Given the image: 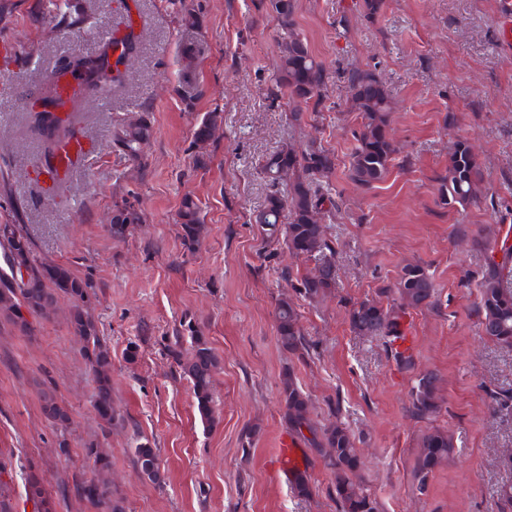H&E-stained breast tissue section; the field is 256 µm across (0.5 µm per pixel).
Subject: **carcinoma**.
<instances>
[{"label":"carcinoma","mask_w":512,"mask_h":512,"mask_svg":"<svg viewBox=\"0 0 512 512\" xmlns=\"http://www.w3.org/2000/svg\"><path fill=\"white\" fill-rule=\"evenodd\" d=\"M267 8L281 22L279 45L280 65L277 69L270 95L287 96L291 105L290 119L301 123L302 106L319 100L327 83V71L309 51L296 32L293 22L295 0H268ZM56 25L68 33L78 32L90 24V16L77 9L71 0H61L56 5ZM71 73L76 81L73 93L62 98L59 86L45 85L38 96L45 109L27 112V118L42 138L44 148L43 170L55 179L61 151L80 138L81 130L75 124L77 112L85 93L91 90L109 94L121 83L120 72L112 69L108 53L94 56H76L60 70ZM348 81L353 89V107L359 112L361 123L354 133L355 148L351 153L348 177L355 184L372 188L382 182L388 172L397 146L389 132L391 103L389 93L380 79L370 70L355 69L349 72ZM218 115L207 113L194 128V143H208L216 128ZM152 135L148 122L140 118L129 123L118 134L116 141L124 153L133 160L142 158V146ZM336 169V156L315 143L295 148L284 145L265 157L260 173L275 187L265 198L256 218L263 239L269 245L284 244L296 256H310L321 262L318 273L303 276L291 284L296 295L309 301L326 296L336 288V269L333 262L334 247L326 235L321 216L332 217L338 210L329 185L324 180ZM483 173L477 156L464 141L453 144L448 156V172L443 177L441 199L446 204L461 208L478 199ZM180 236L187 248L200 243L203 225L199 205L191 198L181 205ZM142 216L127 201L114 205L112 213V238L122 240ZM0 248L3 263L0 267V318L9 322L25 336L34 332L33 318H44L52 310L61 294L72 301L70 329L82 344L85 357L94 374L95 388L92 407L107 426L117 425L124 419L116 414L112 405L111 354L102 342L96 323L85 311L88 285L76 277L69 268L44 263L35 256L31 241L21 224H0ZM28 272L27 281L12 287L21 270ZM512 270V260L502 263L486 262L479 283V324L483 333L498 343L512 347V285L506 273ZM393 301L385 307L375 300L355 303L349 309V321L354 333L361 336H382L395 359L412 364L404 356L397 342L405 341L401 320L410 308L433 305L435 286L429 274L420 266L403 268L396 282L381 289ZM276 330L281 346L291 352H306L309 341L299 324L294 302L283 297L276 305ZM190 331L191 355L186 357L177 349L180 341L170 348L182 375L192 386L195 407L205 426L215 423L213 406V381L219 369V359L201 332L187 324ZM283 419L288 429L317 453L332 449L328 465L336 474L335 494L340 512H377L376 499L351 478L360 461L354 440L339 422L321 424L313 418L308 396L298 385L293 373L285 374L280 391ZM436 376H420L412 391L411 411L418 418L436 413ZM43 411L55 424L64 426L69 421L67 410L56 398L43 395ZM453 448L448 433L434 430L425 434L420 442L416 461L418 487L426 488L427 478L444 462ZM84 456L93 460L99 477L77 481L74 490L86 500L95 512H124L121 499L104 474L112 468L108 455L91 441L84 445ZM132 460L138 473L153 483L161 482L159 452L156 444L141 437L131 449Z\"/></svg>","instance_id":"cac0c4a2"}]
</instances>
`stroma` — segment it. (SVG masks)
Instances as JSON below:
<instances>
[{
    "label": "stroma",
    "mask_w": 512,
    "mask_h": 512,
    "mask_svg": "<svg viewBox=\"0 0 512 512\" xmlns=\"http://www.w3.org/2000/svg\"><path fill=\"white\" fill-rule=\"evenodd\" d=\"M501 0H296V29L329 76L316 109L292 124L287 99L269 88L279 61V26L265 0H79L91 32L64 34L47 0H0V44L16 65L0 69V224L22 222L44 260L91 286L89 312L112 355V396L124 426L104 428L90 398L94 376L69 332L59 300L24 336L0 322V459L10 462L15 512L40 482L54 512H90L63 486L94 478L85 443L112 460L126 512H336L335 476L303 448L313 491L295 496L273 459L288 427L280 380L294 372L321 422L355 439L358 479L379 512H512V348L485 336L476 308L485 255L477 236L512 238V48L498 34ZM197 23L186 24L184 9ZM132 29L138 50L107 97L87 94L80 118L94 154L75 165L65 189L34 177L38 134L23 108L51 72L90 55L113 33ZM28 58L20 66V58ZM370 69L392 96L390 134L400 149L386 179L366 189L347 177L360 118L347 75ZM223 121L197 165L195 125ZM145 118L152 136L135 161L115 145L123 124ZM316 141L336 155L329 178L339 209L327 223L336 246V289L301 302L309 355L284 350L275 305L292 295L282 269L301 277L316 262L263 242L252 218L271 187L258 173L283 144ZM472 145L485 191L466 209L444 205L439 187L456 141ZM201 208L202 243L180 237L184 197ZM142 222L125 240L109 225L116 202ZM421 266L436 303L409 311L404 328L412 366L397 363L381 337L355 335L348 310ZM192 321L221 362L216 422L203 427L189 382L167 351ZM138 343L139 357L125 349ZM433 373L442 403L432 417L410 412L419 376ZM53 391L70 420L42 411ZM444 429L454 448L418 491L414 465L424 433ZM155 440L163 481L141 479L129 455L136 436Z\"/></svg>",
    "instance_id": "stroma-1"
}]
</instances>
